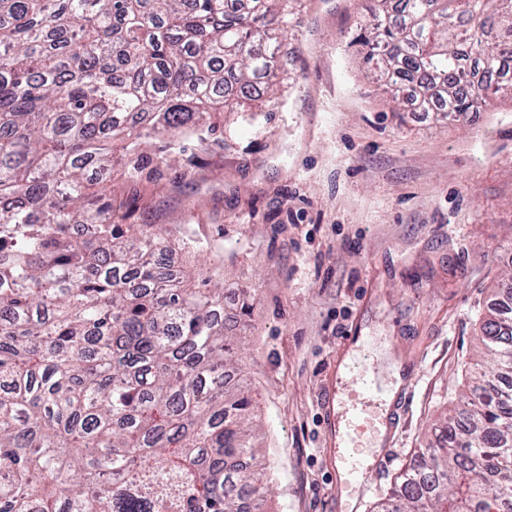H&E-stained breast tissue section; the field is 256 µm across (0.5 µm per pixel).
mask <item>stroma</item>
I'll use <instances>...</instances> for the list:
<instances>
[{
  "instance_id": "1",
  "label": "stroma",
  "mask_w": 512,
  "mask_h": 512,
  "mask_svg": "<svg viewBox=\"0 0 512 512\" xmlns=\"http://www.w3.org/2000/svg\"><path fill=\"white\" fill-rule=\"evenodd\" d=\"M362 0H296L271 99L216 112L218 129L149 138L146 175L113 172L119 224H161L173 267L224 282V321L255 289L236 351L249 376L268 512H341L320 392L371 336L385 370L412 372L404 423L363 512L452 411L480 362V327L512 288V104L454 119L394 105L348 41Z\"/></svg>"
}]
</instances>
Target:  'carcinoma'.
Returning a JSON list of instances; mask_svg holds the SVG:
<instances>
[{
    "label": "carcinoma",
    "mask_w": 512,
    "mask_h": 512,
    "mask_svg": "<svg viewBox=\"0 0 512 512\" xmlns=\"http://www.w3.org/2000/svg\"><path fill=\"white\" fill-rule=\"evenodd\" d=\"M274 0H0V512H261L223 283L112 222V142L210 126L288 52ZM351 39L399 101L455 118L507 96L512 0H368ZM463 408L381 512H512V289Z\"/></svg>",
    "instance_id": "cac0c4a2"
}]
</instances>
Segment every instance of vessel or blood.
Instances as JSON below:
<instances>
[{
	"mask_svg": "<svg viewBox=\"0 0 512 512\" xmlns=\"http://www.w3.org/2000/svg\"><path fill=\"white\" fill-rule=\"evenodd\" d=\"M353 379L336 382L324 390L322 404L327 419V443L338 449L340 461L348 470L351 483H337L334 493L342 495L354 487L358 498H365L373 474L372 459H383L390 452L391 434L402 416V400H394L390 412H376L373 400L381 391L377 367L362 362L353 369Z\"/></svg>",
	"mask_w": 512,
	"mask_h": 512,
	"instance_id": "1",
	"label": "vessel or blood"
}]
</instances>
